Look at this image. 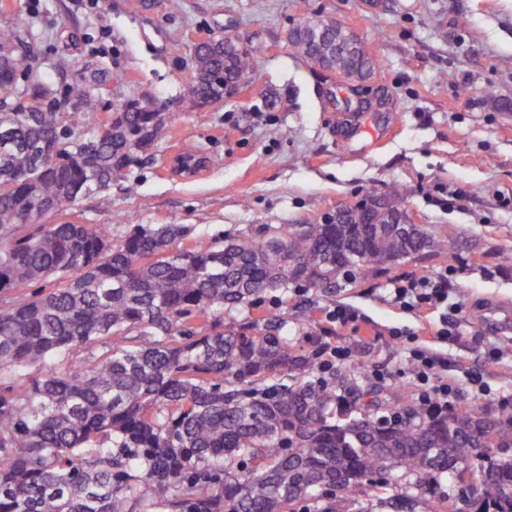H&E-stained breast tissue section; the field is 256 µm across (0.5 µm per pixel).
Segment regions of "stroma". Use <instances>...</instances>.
<instances>
[{"label": "stroma", "mask_w": 512, "mask_h": 512, "mask_svg": "<svg viewBox=\"0 0 512 512\" xmlns=\"http://www.w3.org/2000/svg\"><path fill=\"white\" fill-rule=\"evenodd\" d=\"M298 0H0V25L32 34L30 44L49 81L63 89L75 76L60 56L99 65L107 89L86 109L107 116L119 100L145 97L165 114L161 136L132 173L138 192L113 183L83 200L71 220L108 224L113 236L130 224H187L204 238L256 235L268 226L313 224L367 194L406 186L404 208L432 234H457L452 255L408 260L388 272L358 277L335 293L293 297L314 307L311 330L327 309L353 308L379 337L342 329L331 341L349 348L350 362L384 371L388 384L418 386L406 356L387 331L426 337L447 357L483 366L492 396L479 406L498 414L500 393H512V333L480 322L481 310H512V0H308V13L335 21L378 61L363 81L311 67L291 48L288 30ZM215 32L260 61L245 91L206 107L185 94L195 43ZM454 72L455 84L441 76ZM469 94H461L459 86ZM186 143L212 158L200 175L165 167ZM458 269L451 280L457 334L433 332L438 314L419 317L385 296L396 277ZM496 360H489L490 351Z\"/></svg>", "instance_id": "obj_1"}]
</instances>
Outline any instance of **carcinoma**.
Returning <instances> with one entry per match:
<instances>
[{
    "mask_svg": "<svg viewBox=\"0 0 512 512\" xmlns=\"http://www.w3.org/2000/svg\"><path fill=\"white\" fill-rule=\"evenodd\" d=\"M30 38L0 29V512H512V417L403 403L362 366L322 372V337L288 335L295 289L447 256L453 236L390 223L398 187L342 224L206 242L185 224L114 239L30 221L114 182L135 192L165 125L125 101L109 123L66 122L57 104L85 105L100 75L58 90ZM288 41L351 79L377 65L332 20L304 17ZM192 67L186 94L205 106L259 61L215 34Z\"/></svg>",
    "mask_w": 512,
    "mask_h": 512,
    "instance_id": "cac0c4a2",
    "label": "carcinoma"
}]
</instances>
